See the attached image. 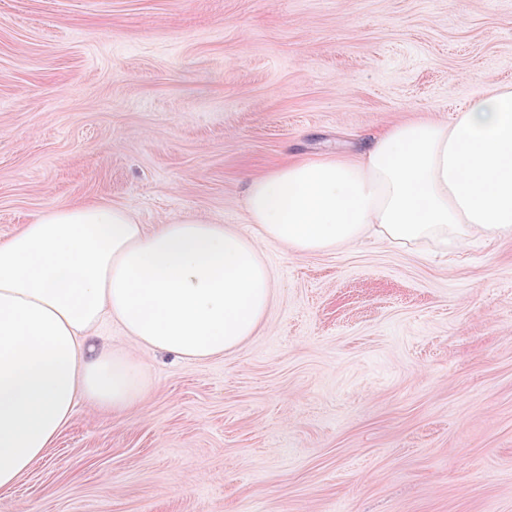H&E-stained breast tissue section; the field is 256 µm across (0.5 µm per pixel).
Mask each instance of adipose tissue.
Segmentation results:
<instances>
[{
    "label": "adipose tissue",
    "mask_w": 512,
    "mask_h": 512,
    "mask_svg": "<svg viewBox=\"0 0 512 512\" xmlns=\"http://www.w3.org/2000/svg\"><path fill=\"white\" fill-rule=\"evenodd\" d=\"M245 208L256 234L189 217L149 230L89 203L0 239V490L45 455L78 401L111 415L143 402L144 365L101 343L104 323L196 361L252 336L273 296L261 242L433 253L512 237V86L487 87L450 121L375 132L360 154L277 168L249 182Z\"/></svg>",
    "instance_id": "adipose-tissue-1"
}]
</instances>
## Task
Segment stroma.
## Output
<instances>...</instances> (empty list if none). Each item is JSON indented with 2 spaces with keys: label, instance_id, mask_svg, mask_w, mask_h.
Returning <instances> with one entry per match:
<instances>
[{
  "label": "stroma",
  "instance_id": "stroma-1",
  "mask_svg": "<svg viewBox=\"0 0 512 512\" xmlns=\"http://www.w3.org/2000/svg\"><path fill=\"white\" fill-rule=\"evenodd\" d=\"M512 84V0H0V238L97 202L251 233L252 178ZM273 299L205 361L135 349L0 512H512V238L448 262L267 243Z\"/></svg>",
  "mask_w": 512,
  "mask_h": 512
}]
</instances>
